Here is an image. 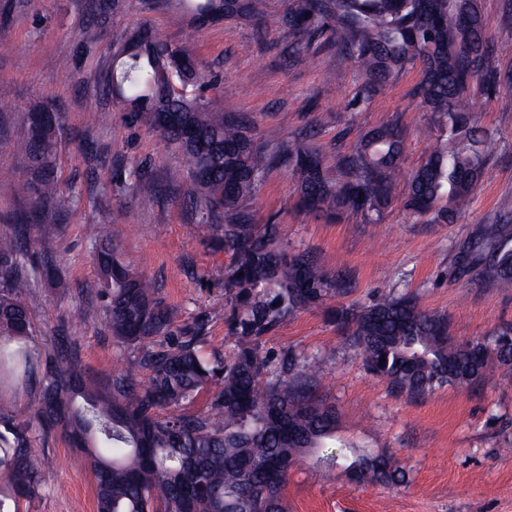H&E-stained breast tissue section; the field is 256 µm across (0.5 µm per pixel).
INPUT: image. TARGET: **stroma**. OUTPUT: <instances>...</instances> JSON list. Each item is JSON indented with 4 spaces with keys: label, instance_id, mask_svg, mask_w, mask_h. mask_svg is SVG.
<instances>
[{
    "label": "stroma",
    "instance_id": "stroma-1",
    "mask_svg": "<svg viewBox=\"0 0 512 512\" xmlns=\"http://www.w3.org/2000/svg\"><path fill=\"white\" fill-rule=\"evenodd\" d=\"M86 0H0V236L11 234L17 214L36 199L28 160L12 130L32 109L62 115L54 177L59 196L30 229L33 264L41 238H56L65 286L36 276L26 296L37 326L36 347L51 345L58 330L73 336L83 366L99 378L130 368L139 350L113 336L93 288L97 281L86 227L105 225L126 264L152 280L180 319L203 316L204 358L228 352L224 293L227 259L218 233L169 182L182 165L179 148L104 95L100 74L108 47L134 29L151 28L187 49L220 84L226 113H246L258 129L283 140L311 135L328 163L350 152L364 133L398 122L406 137L398 194L428 156L433 139L417 87L421 66L407 65L370 98L363 73L335 43L321 40L296 52L285 16L297 0H265L268 25L256 30L245 17L208 24L184 15L176 0H123L122 13L102 27L100 43L80 45ZM485 34L495 48L487 65L495 95L484 84L470 91L478 124L489 135L490 160L470 206L447 224L412 223L400 207L379 223L345 211L333 216L303 208L288 167L269 170L251 205L257 223L275 219L290 246L312 250L332 272L348 275L350 301L376 292H409L421 307L447 314L461 341L512 325V288L479 280L459 259L482 224L512 225V0H480ZM143 167L157 193L141 199L129 173ZM274 356L291 351L316 361V395L340 415L338 437L361 449L385 450L409 472L407 484H359L338 469H293L284 490L288 512H512V371L486 384L447 385L410 398L367 373L357 349L325 308L295 314L266 338ZM40 386L0 380V409L26 423ZM32 443L55 484L22 501L21 512H96L95 482L85 455L60 432L36 434Z\"/></svg>",
    "mask_w": 512,
    "mask_h": 512
}]
</instances>
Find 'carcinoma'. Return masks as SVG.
<instances>
[{"label":"carcinoma","mask_w":512,"mask_h":512,"mask_svg":"<svg viewBox=\"0 0 512 512\" xmlns=\"http://www.w3.org/2000/svg\"><path fill=\"white\" fill-rule=\"evenodd\" d=\"M191 18L242 16L265 23L262 0H180ZM119 0H89L84 45L99 41L103 20ZM298 35L295 48L333 36L359 68L370 96L395 73L422 63L417 93L429 112L434 146L411 173L402 209L417 222L446 223L461 212L487 163V134L472 112L470 72L481 71L492 53L484 35L479 0H299L286 15ZM103 90L130 106L153 128L163 105L175 122L160 134L177 143L188 196L204 222L216 225L229 263L224 291L232 305V352L205 361L197 352L207 320L180 321L142 274L122 260L117 244L99 224L87 227L99 271L96 292L113 337L143 348L141 382L131 370L102 383L81 364L67 336L41 353L26 302L30 280L22 259L30 245L29 222L0 238V373L36 376L41 401L28 421L16 425L0 411V512H20L22 500L52 476L32 448L30 435L58 430L83 452L96 487V512H288L283 489L289 472L308 464L321 472L345 467L358 483L402 485L405 467L391 455L336 444L339 416L314 394L312 375H294L287 354L272 364L264 339L294 313L327 306L336 327L359 351L364 368L409 396L446 384L475 386L497 369L512 370V325L477 340L458 341L448 317L418 306L416 298L381 293L368 305L340 302L350 279L329 272L310 251L282 242L280 225L256 224L248 208L258 184L285 162L300 183V204L334 213L349 210L372 223L394 200L405 150L401 127L370 130L332 166L305 139L267 149L246 115H226L194 94L200 78L187 50L139 28L108 54ZM59 120L41 126L34 113L16 130L32 163L36 204L56 200L50 176L57 155ZM470 264L501 288H512V233L505 224H484ZM336 301L330 306L328 302ZM215 388L211 409L188 413L183 405Z\"/></svg>","instance_id":"obj_1"}]
</instances>
